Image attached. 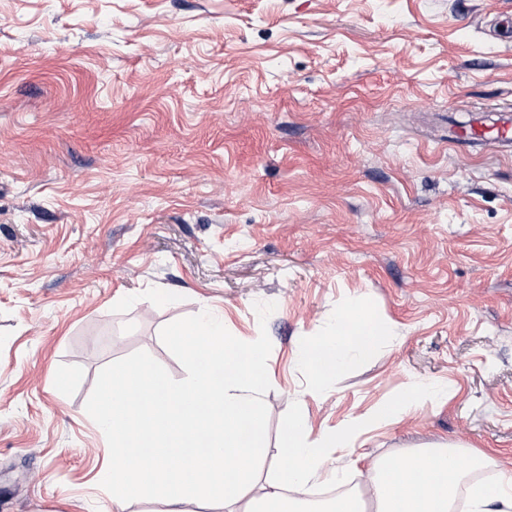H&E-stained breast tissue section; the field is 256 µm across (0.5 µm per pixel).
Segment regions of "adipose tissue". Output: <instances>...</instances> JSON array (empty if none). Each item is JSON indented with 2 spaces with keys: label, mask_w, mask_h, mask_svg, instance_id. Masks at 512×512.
Here are the masks:
<instances>
[{
  "label": "adipose tissue",
  "mask_w": 512,
  "mask_h": 512,
  "mask_svg": "<svg viewBox=\"0 0 512 512\" xmlns=\"http://www.w3.org/2000/svg\"><path fill=\"white\" fill-rule=\"evenodd\" d=\"M389 332L373 311L349 308L338 314L334 336L314 339L301 361L324 379L369 358L378 337ZM173 333L197 337L187 355L193 362L207 357V368L165 384L159 395L154 366L146 360L129 363L104 385L92 409L112 440V512H126L133 499L163 503L167 512L210 500L221 501L224 512H365L366 501L353 493L311 502L300 492L312 482H343L344 470L327 464L328 449L349 447L356 430L400 418L431 393L411 387L356 426L336 427L314 441L306 414L296 411L281 430L274 474L263 480L258 467L269 450L259 351L225 340L223 321L206 311ZM491 461L481 450L461 457L452 444L382 459L371 467L370 502L374 512H453L463 490L468 512H512L511 471H500L490 483L466 480L469 470Z\"/></svg>",
  "instance_id": "ef3b65f1"
}]
</instances>
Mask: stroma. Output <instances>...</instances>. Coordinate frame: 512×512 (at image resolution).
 Segmentation results:
<instances>
[{
    "label": "stroma",
    "mask_w": 512,
    "mask_h": 512,
    "mask_svg": "<svg viewBox=\"0 0 512 512\" xmlns=\"http://www.w3.org/2000/svg\"><path fill=\"white\" fill-rule=\"evenodd\" d=\"M512 0H0V512H112L91 409L209 307L258 345L265 440L446 389L332 448L355 488L437 443L512 471ZM364 305L372 357L299 356Z\"/></svg>",
    "instance_id": "stroma-1"
}]
</instances>
